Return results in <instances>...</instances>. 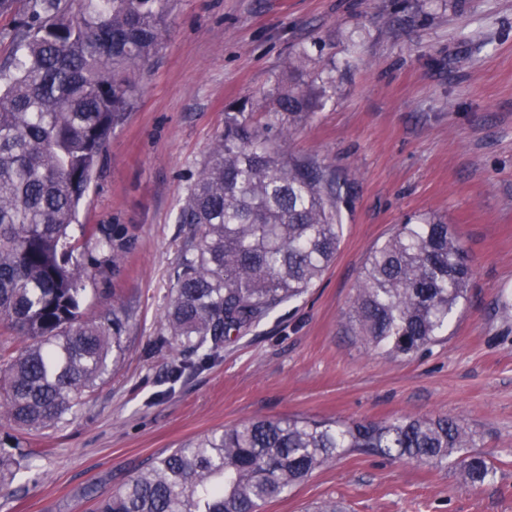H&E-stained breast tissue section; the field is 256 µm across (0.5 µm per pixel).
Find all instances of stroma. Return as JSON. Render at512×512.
<instances>
[{"mask_svg": "<svg viewBox=\"0 0 512 512\" xmlns=\"http://www.w3.org/2000/svg\"><path fill=\"white\" fill-rule=\"evenodd\" d=\"M168 25L80 211L134 235L119 274L86 284L93 316L112 307L105 288L122 291L123 359L63 427L20 434L49 454L0 490V512H91L156 455L250 419L401 416L463 421L494 481L349 452L260 512H512V0H172ZM299 52L331 81L287 150L351 182L340 248L314 288L169 383L154 342L191 236L179 206L225 107L262 112ZM424 215L455 231L473 276L439 342L393 358L347 314L372 247Z\"/></svg>", "mask_w": 512, "mask_h": 512, "instance_id": "35a3bbf8", "label": "stroma"}]
</instances>
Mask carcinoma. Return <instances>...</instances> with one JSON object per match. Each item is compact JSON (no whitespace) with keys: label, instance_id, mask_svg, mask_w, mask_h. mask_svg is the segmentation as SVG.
<instances>
[{"label":"carcinoma","instance_id":"carcinoma-1","mask_svg":"<svg viewBox=\"0 0 512 512\" xmlns=\"http://www.w3.org/2000/svg\"><path fill=\"white\" fill-rule=\"evenodd\" d=\"M30 20L0 63V417L27 432L57 429L105 381L124 349V311L85 316L93 267L117 269L123 229L82 224L79 210L101 150L138 89L137 71L166 40L171 0H0ZM276 87L263 120L243 105L224 113L179 207L193 237L182 250L159 344L179 354L176 381L224 342L243 337L302 295L336 258L350 184L326 159L284 145L316 106L305 58ZM472 260L451 227L407 220L374 247L347 327L371 348L412 357L437 342L466 299ZM458 419L401 417L379 424L308 417L254 419L211 430L147 463L94 512H258L350 451L454 461L470 487L493 467L466 451ZM36 452L0 451V487Z\"/></svg>","mask_w":512,"mask_h":512}]
</instances>
